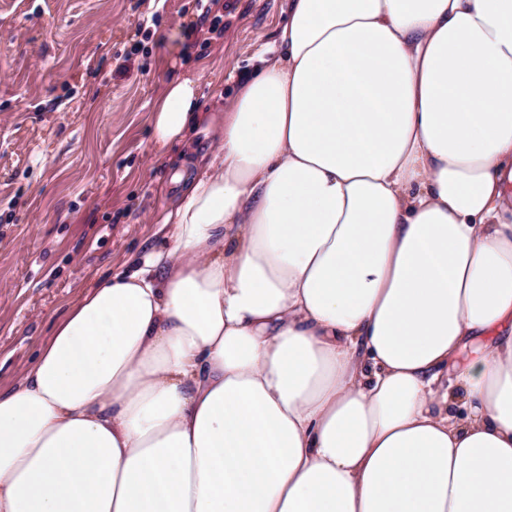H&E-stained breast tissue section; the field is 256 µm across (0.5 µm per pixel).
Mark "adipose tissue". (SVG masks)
<instances>
[{"instance_id":"adipose-tissue-1","label":"adipose tissue","mask_w":512,"mask_h":512,"mask_svg":"<svg viewBox=\"0 0 512 512\" xmlns=\"http://www.w3.org/2000/svg\"><path fill=\"white\" fill-rule=\"evenodd\" d=\"M278 42L155 100L218 148L0 389V512H512V0H289Z\"/></svg>"}]
</instances>
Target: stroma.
Listing matches in <instances>:
<instances>
[{
	"mask_svg": "<svg viewBox=\"0 0 512 512\" xmlns=\"http://www.w3.org/2000/svg\"><path fill=\"white\" fill-rule=\"evenodd\" d=\"M226 31L196 0H0V388L98 277L163 248L182 150L151 143L164 80L232 101L288 0H239Z\"/></svg>",
	"mask_w": 512,
	"mask_h": 512,
	"instance_id": "35a3bbf8",
	"label": "stroma"
}]
</instances>
